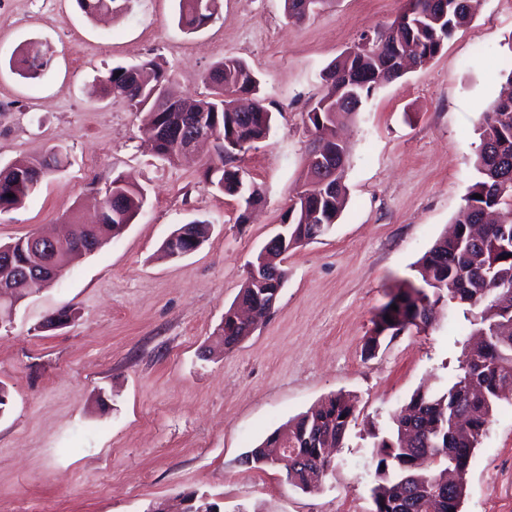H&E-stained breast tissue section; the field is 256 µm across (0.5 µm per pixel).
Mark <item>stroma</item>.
Returning <instances> with one entry per match:
<instances>
[{"instance_id": "1", "label": "stroma", "mask_w": 512, "mask_h": 512, "mask_svg": "<svg viewBox=\"0 0 512 512\" xmlns=\"http://www.w3.org/2000/svg\"><path fill=\"white\" fill-rule=\"evenodd\" d=\"M407 0H329L302 24L284 0H218L197 32L177 25L178 0H134L126 13L87 19L76 0H0V167L52 147L66 167L21 208L0 213V244L93 221L113 177L140 184L146 203L116 238L67 263L52 287L0 311V512H147L184 491L221 512H370L372 434L421 387L455 374L467 340L456 303L427 330L383 340L367 354L376 314L412 279L413 264L453 224L475 182L483 112L512 74V0H476L471 20L426 66L377 89L347 120V203L331 229L291 252L268 318L238 346L217 349L225 311L248 265L307 181L313 136L305 114L329 63L382 33ZM40 42L36 78L16 62ZM261 81L275 121L240 165L261 200L244 204L205 182L207 154L156 159L127 102L98 78L157 58L183 97L225 57ZM206 220L202 247L162 256L180 225ZM75 319L41 332L61 307ZM358 419L316 492L244 453L334 393ZM460 512H512V399L501 401L467 475Z\"/></svg>"}]
</instances>
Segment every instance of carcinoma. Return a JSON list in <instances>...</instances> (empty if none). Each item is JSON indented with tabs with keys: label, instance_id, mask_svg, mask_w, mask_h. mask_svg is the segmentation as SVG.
Segmentation results:
<instances>
[{
	"label": "carcinoma",
	"instance_id": "cac0c4a2",
	"mask_svg": "<svg viewBox=\"0 0 512 512\" xmlns=\"http://www.w3.org/2000/svg\"><path fill=\"white\" fill-rule=\"evenodd\" d=\"M131 0H77L88 16L101 12L116 15L129 8ZM325 0H284L285 12L296 22L305 20ZM470 0H407L409 19H396L372 46L360 45L329 64L322 73L325 93L309 112H319L328 127L311 121L312 131H323L330 151L336 155L337 174L322 187L310 182L303 196L292 201L282 220L288 221V242L299 248L328 232L346 204L341 175L348 158V147L336 128L353 117L362 100L377 88L402 75L401 59L408 53L422 66L441 51L443 44L470 17ZM217 8V0H179L178 23L193 31L206 25ZM30 77L44 70L48 61L41 50L30 45L20 60ZM169 82L167 73L155 58L132 66L117 65L103 79V90L115 99L129 103L143 115L142 132L154 136L153 150L162 160L174 163L182 158L173 142L159 134L171 124L175 112L162 110L161 94ZM210 94L193 101L206 118L219 125L223 141L216 144V158L204 176L216 190L230 196L257 198L247 186L238 162L241 156L264 140L273 115L258 96L260 81L240 59L227 57L206 75ZM247 95L252 110L240 112L239 96ZM234 138L240 149L224 156V140ZM66 156L51 149L41 159L14 162L0 169V213L22 207L43 178L64 167ZM474 167L479 178L470 187L465 205L451 230L444 232L414 264L417 281H408L391 296L376 315L374 333L366 350L374 352L387 337L404 330L428 326L439 305L456 302L467 306L465 314L481 340L464 349L458 373L435 392L418 391L393 418L392 431L373 443L375 465L372 512H428V507L408 502L412 491L419 499L432 501L433 512H460L466 492V476L475 450L497 409L500 389L512 383V92L499 97L485 111L480 144ZM13 197H7V194ZM481 198L476 199L474 195ZM146 200L143 188L114 177L101 203L99 222L80 224L73 219V230L66 245L56 252L55 265L63 268L66 256L79 249L97 251L118 237L131 223ZM501 215L477 238L471 225L483 223L488 212ZM184 243L205 242L209 222L194 220ZM30 236L7 243L13 265L0 266V282H11L9 297L0 293V309L11 308L38 285L29 276ZM397 309H392L391 305ZM356 419V405L350 397L336 393L275 429L258 446L247 452L242 462L254 468L276 467L285 481L304 492L319 488L332 470L333 454L348 436ZM288 439L293 457L290 464L274 465L272 458L283 454L281 438Z\"/></svg>",
	"mask_w": 512,
	"mask_h": 512
}]
</instances>
